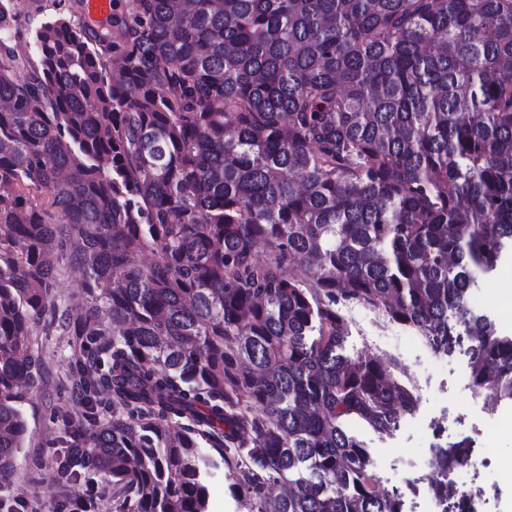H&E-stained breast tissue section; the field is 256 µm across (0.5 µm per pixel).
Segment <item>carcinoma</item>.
I'll return each mask as SVG.
<instances>
[{"label":"carcinoma","mask_w":512,"mask_h":512,"mask_svg":"<svg viewBox=\"0 0 512 512\" xmlns=\"http://www.w3.org/2000/svg\"><path fill=\"white\" fill-rule=\"evenodd\" d=\"M16 26L0 0V476L66 265L87 424L54 470L114 512H210L221 467L249 512H403L347 422L389 434L418 397L346 352L350 303L512 401V336L469 304L512 249V0H127L32 54ZM433 460L462 493L468 448ZM67 267V266H66ZM66 272L58 279L56 288H53V299L55 304L59 307V314L66 309L70 308L73 304L81 302L83 278L80 276L79 280L74 274V269L66 268Z\"/></svg>","instance_id":"1"}]
</instances>
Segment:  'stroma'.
I'll list each match as a JSON object with an SVG mask.
<instances>
[{
    "mask_svg": "<svg viewBox=\"0 0 512 512\" xmlns=\"http://www.w3.org/2000/svg\"><path fill=\"white\" fill-rule=\"evenodd\" d=\"M346 315L348 353L393 360L395 377L412 386L418 397L416 412L404 417L392 433L377 434L354 421L348 425L369 449L378 483L406 493L418 479L431 476L434 443L424 419L441 414L447 418L445 443L463 441L492 449L490 460L471 462L459 469L457 479L483 488L490 512H512V491L503 484L505 469L512 466V432L500 426L512 409H491L486 393L474 390L465 350L435 354L415 329L388 322L363 305L350 306ZM34 339V350L48 372L20 405L28 426L26 446L11 474L0 478V504L15 507L16 512H68V503L86 494L84 485H60L53 471V455L66 430L85 421L84 410L71 398L65 381L72 338L60 323L45 322Z\"/></svg>",
    "mask_w": 512,
    "mask_h": 512,
    "instance_id": "35a3bbf8",
    "label": "stroma"
}]
</instances>
